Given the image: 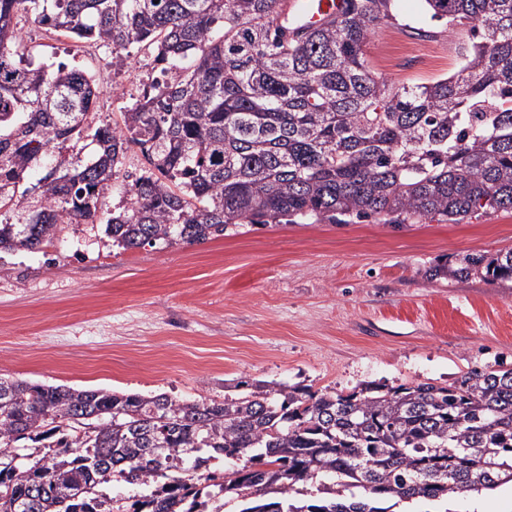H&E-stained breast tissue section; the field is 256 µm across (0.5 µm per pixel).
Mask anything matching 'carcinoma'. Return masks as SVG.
<instances>
[{
	"label": "carcinoma",
	"mask_w": 512,
	"mask_h": 512,
	"mask_svg": "<svg viewBox=\"0 0 512 512\" xmlns=\"http://www.w3.org/2000/svg\"><path fill=\"white\" fill-rule=\"evenodd\" d=\"M281 2L0 0V249L41 250L63 225L99 219L126 251L243 224L512 210V0H423L473 34L455 73L411 87L376 75L364 51L392 0H349L291 38ZM21 14L121 65L151 45L163 79L120 126L93 128L90 76L15 58ZM90 128L85 164L60 161L20 189ZM131 143L148 164L134 179ZM116 190L121 211L99 215ZM459 263L451 274L512 279V250ZM1 399L0 512H206L215 497L238 512H393L512 483V368L346 393L241 380L219 401L0 378ZM220 457L232 466L218 482L207 465ZM115 477L143 491L115 507L99 490ZM309 481L319 495L296 501Z\"/></svg>",
	"instance_id": "1"
}]
</instances>
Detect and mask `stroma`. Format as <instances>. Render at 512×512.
I'll return each instance as SVG.
<instances>
[{"mask_svg": "<svg viewBox=\"0 0 512 512\" xmlns=\"http://www.w3.org/2000/svg\"><path fill=\"white\" fill-rule=\"evenodd\" d=\"M370 41L375 74L447 76L469 29L446 31L422 0H393ZM18 55L92 73L98 121L115 125L159 71L18 17ZM512 248V211L458 224H248L195 245L113 246L72 224L40 251L0 253V376L45 385L223 399L228 380L349 391L361 382L445 384L512 368V280L454 275L463 255ZM451 275L433 276L435 268ZM450 512H512V485L462 493Z\"/></svg>", "mask_w": 512, "mask_h": 512, "instance_id": "obj_1", "label": "stroma"}]
</instances>
